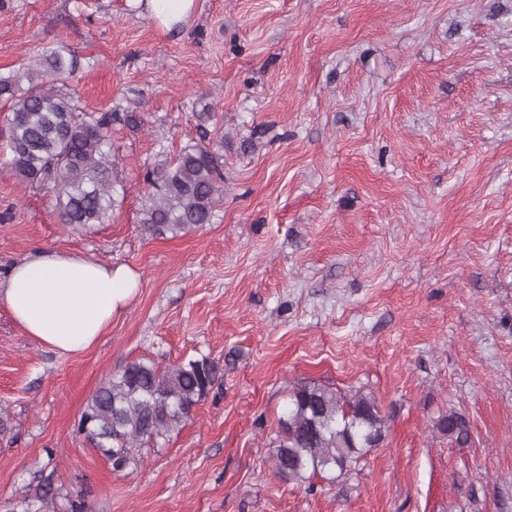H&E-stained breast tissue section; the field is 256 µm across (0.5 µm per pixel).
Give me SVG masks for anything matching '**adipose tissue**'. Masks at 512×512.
I'll return each instance as SVG.
<instances>
[{
  "instance_id": "adipose-tissue-1",
  "label": "adipose tissue",
  "mask_w": 512,
  "mask_h": 512,
  "mask_svg": "<svg viewBox=\"0 0 512 512\" xmlns=\"http://www.w3.org/2000/svg\"><path fill=\"white\" fill-rule=\"evenodd\" d=\"M137 288L128 268L41 251L15 264L0 281V305L40 344L74 353L102 335Z\"/></svg>"
}]
</instances>
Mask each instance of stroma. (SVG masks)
Segmentation results:
<instances>
[{
	"label": "stroma",
	"instance_id": "obj_1",
	"mask_svg": "<svg viewBox=\"0 0 512 512\" xmlns=\"http://www.w3.org/2000/svg\"><path fill=\"white\" fill-rule=\"evenodd\" d=\"M56 46L84 103L145 124L112 132L109 221L75 229L5 168L0 101V280L47 249L139 288L81 353L0 306V512H512V0H197L171 30L135 0H5L0 73ZM199 97L215 217L144 235L145 168L197 139ZM204 356L220 386L136 463L76 436L113 371ZM307 381L374 396L386 437L286 481L278 419ZM450 411L467 443L438 431Z\"/></svg>",
	"mask_w": 512,
	"mask_h": 512
}]
</instances>
